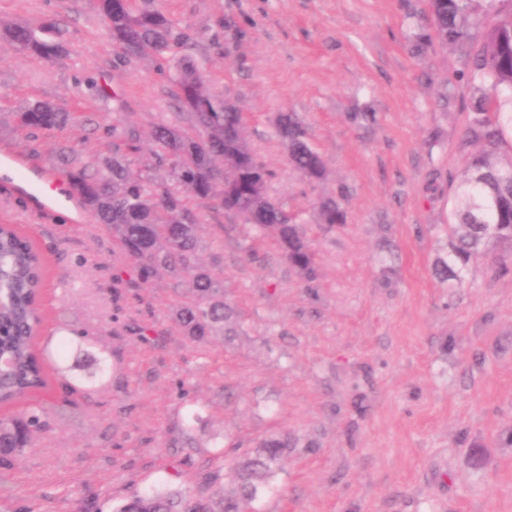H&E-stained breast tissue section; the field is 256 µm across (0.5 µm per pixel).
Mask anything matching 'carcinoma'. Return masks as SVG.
Wrapping results in <instances>:
<instances>
[{"label":"carcinoma","instance_id":"obj_1","mask_svg":"<svg viewBox=\"0 0 512 512\" xmlns=\"http://www.w3.org/2000/svg\"><path fill=\"white\" fill-rule=\"evenodd\" d=\"M439 40L448 45L475 38L481 46L471 60L473 80L487 86L469 116V133L483 147L466 162L448 223V258L436 271L461 282V270L490 240L512 243V159L496 158V145L512 128V0H430ZM112 42L127 59L166 58L185 41L153 0H96ZM496 21L483 28V19ZM0 40L9 48L46 61L67 56L56 23L15 24L3 28ZM171 81L188 124L161 125L153 139L159 148L154 162L138 170L129 157L140 150L132 125H112V152L84 164L66 146L56 150L67 168L74 195L120 240L128 257L141 262L143 275L165 270L188 275V300L176 311L186 336L200 341L231 336L240 324L224 302V287L197 261L203 219L192 205L205 201L233 211L246 223L275 237L288 264L309 278L314 254L304 240L297 217L267 193L270 173L249 149L242 112L213 94L199 65L181 58ZM32 132L64 128L76 120L50 99H36L15 113ZM278 135L286 142L293 166L308 180H319L324 167L308 144L301 125L290 115L279 117ZM324 224H340L343 212L333 202L320 207ZM44 280V257L32 238L13 224L0 225V405L9 406L47 386L50 342L35 348L42 323L35 305ZM94 370L81 384L100 382L108 370L103 357L91 358ZM44 410L32 407L17 418H0V473L12 474L26 449L44 429ZM286 436L262 440L232 466L234 487H219L208 499L191 501L179 490L157 488L134 495L115 512H243L270 486L275 468L288 454Z\"/></svg>","mask_w":512,"mask_h":512}]
</instances>
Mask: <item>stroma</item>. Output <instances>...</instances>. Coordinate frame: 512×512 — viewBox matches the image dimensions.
Returning <instances> with one entry per match:
<instances>
[{"label": "stroma", "instance_id": "obj_1", "mask_svg": "<svg viewBox=\"0 0 512 512\" xmlns=\"http://www.w3.org/2000/svg\"><path fill=\"white\" fill-rule=\"evenodd\" d=\"M156 2L187 35L172 59L192 56L243 112L315 273L203 205L198 255L243 330L193 341L175 320L186 277L141 280L105 226L39 209L1 175L0 224L24 227L47 259L43 337L87 335L109 369L77 391L72 373L50 370L49 389L13 406H43L48 426L0 512H113L163 485L206 495L217 456L273 433L293 446L249 512H512V244L472 258L462 287L433 273L480 148L466 135L472 45L439 42L429 0ZM43 20L75 56L49 64L0 49V154L56 174L58 144L93 161L125 119L140 132L137 164L150 163L153 127L177 119L176 87L153 60L119 54L92 0H0V27ZM33 99L97 126L31 134L14 114ZM289 112L323 159L321 180L288 162L277 120ZM325 201L344 223L321 224Z\"/></svg>", "mask_w": 512, "mask_h": 512}]
</instances>
